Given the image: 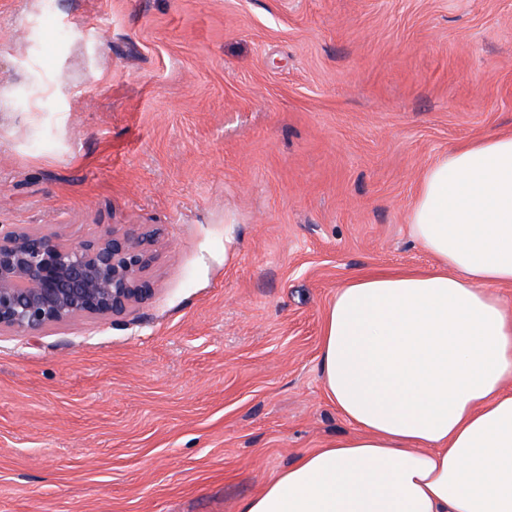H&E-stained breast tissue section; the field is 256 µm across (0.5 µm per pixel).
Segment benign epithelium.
<instances>
[{"mask_svg":"<svg viewBox=\"0 0 512 512\" xmlns=\"http://www.w3.org/2000/svg\"><path fill=\"white\" fill-rule=\"evenodd\" d=\"M146 243L115 229L64 242L0 226V332L34 335L77 318L126 313L150 293Z\"/></svg>","mask_w":512,"mask_h":512,"instance_id":"7a95c632","label":"benign epithelium"}]
</instances>
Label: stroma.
I'll return each mask as SVG.
<instances>
[{
  "label": "stroma",
  "instance_id": "obj_1",
  "mask_svg": "<svg viewBox=\"0 0 512 512\" xmlns=\"http://www.w3.org/2000/svg\"><path fill=\"white\" fill-rule=\"evenodd\" d=\"M0 0V225L158 230L149 299L0 334V512H238L355 434L352 276L431 256L423 170L512 130V0Z\"/></svg>",
  "mask_w": 512,
  "mask_h": 512
}]
</instances>
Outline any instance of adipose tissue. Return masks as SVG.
<instances>
[{
    "mask_svg": "<svg viewBox=\"0 0 512 512\" xmlns=\"http://www.w3.org/2000/svg\"><path fill=\"white\" fill-rule=\"evenodd\" d=\"M408 225L431 266L357 274L324 315L323 384L356 434L239 512H512V133L434 161Z\"/></svg>",
    "mask_w": 512,
    "mask_h": 512,
    "instance_id": "ef3b65f1",
    "label": "adipose tissue"
}]
</instances>
